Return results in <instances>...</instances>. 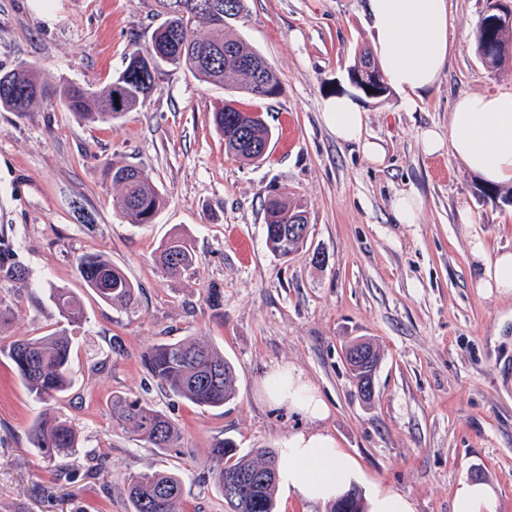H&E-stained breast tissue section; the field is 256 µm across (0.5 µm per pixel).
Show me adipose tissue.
<instances>
[{"label":"adipose tissue","instance_id":"ef3b65f1","mask_svg":"<svg viewBox=\"0 0 512 512\" xmlns=\"http://www.w3.org/2000/svg\"><path fill=\"white\" fill-rule=\"evenodd\" d=\"M373 45L390 87L413 93L434 87L452 55L446 0H367ZM323 117L337 141L359 146L371 161H381L382 146L365 136V114L348 94L328 98ZM424 153L450 152L468 170L487 182H512V91L460 96L450 114L448 134L426 128L418 135ZM263 393L273 404L310 421L291 433L280 450L279 480L290 493L311 502L336 501L355 482L358 465L330 433L313 429L328 406L302 371L288 366L270 372ZM452 512H500L497 488L484 481H459Z\"/></svg>","mask_w":512,"mask_h":512}]
</instances>
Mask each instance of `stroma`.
Instances as JSON below:
<instances>
[{
    "mask_svg": "<svg viewBox=\"0 0 512 512\" xmlns=\"http://www.w3.org/2000/svg\"><path fill=\"white\" fill-rule=\"evenodd\" d=\"M447 3L455 50L438 84L411 111L395 90L359 99L368 136L386 150L379 164L338 142L323 118L328 97L354 90L356 50L373 44L366 0H246L237 29L281 82L273 99L240 100L275 133L260 164L228 154L213 128L225 90L180 68L162 67L145 104L109 123L78 121L57 101L0 112V225L38 287L0 284L20 295L0 349L61 328L75 344L73 383L47 405L0 356V512H129L130 479L165 470L184 477L186 512H230L210 449L221 439L244 453L279 449L305 428L262 393L264 377L286 365L328 404L318 426L357 460L360 490L391 488L414 512H451L455 485L469 478L497 485L501 512H512V298L477 286L484 258L512 251V206L481 197L478 175L450 153L426 155L417 139L427 127L447 134L458 97L512 91V64L495 74L475 53L486 0ZM160 22L155 0H0V69L31 63L52 84L98 89L124 69L132 39L147 43ZM109 162L138 164L161 188L152 223L113 209ZM280 188L302 200L309 222L305 245L285 259L269 251L263 220ZM409 190L423 210L417 223H395L392 201ZM174 233L196 253L177 278L157 253ZM86 253L127 274L131 305L85 288L75 260ZM52 286L80 297L82 324L59 326ZM188 337L233 364L237 396L224 407L194 406L145 368L151 346ZM360 339L380 354L367 401L345 361ZM116 395L175 422L177 447L118 426ZM45 414L76 429L73 455L34 448L30 428ZM89 448L103 460L96 475Z\"/></svg>",
    "mask_w": 512,
    "mask_h": 512,
    "instance_id": "35a3bbf8",
    "label": "stroma"
}]
</instances>
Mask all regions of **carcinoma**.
<instances>
[{
    "mask_svg": "<svg viewBox=\"0 0 512 512\" xmlns=\"http://www.w3.org/2000/svg\"><path fill=\"white\" fill-rule=\"evenodd\" d=\"M158 14L164 21L153 29L147 49L137 48L157 58L158 64L187 69L197 80L221 87L230 98L212 115L216 132L224 139L225 150L247 164L265 159L272 130L255 111L237 106L236 96L265 100L264 89H281L275 70L240 35L231 20L246 10L244 0H209L217 12L197 8L199 0H182L181 13H171V0H157ZM208 25L212 33L202 34L198 24ZM476 54L486 69L499 71L507 66L497 47L512 44V27H495L482 15L474 30ZM55 99L82 122H107L143 105L144 86L136 80L117 76L99 91L92 92L75 84L51 85L40 78L32 65L0 70V110L32 112L42 102ZM106 174L118 194L113 207L133 224H149L160 209L163 195L142 168L109 163ZM306 213L303 204L286 193L268 195L264 204L265 239L269 250L286 258L298 252L305 241L283 246V228L290 220ZM159 259L171 278L184 274L195 261L188 241L174 235L160 246ZM84 285L102 301L124 306L135 298V285L112 261L103 255H81L75 261ZM18 288L30 287L28 269L17 258L0 231V283ZM58 317L67 324L84 319L80 299L65 288H52L49 294ZM15 309V299L0 293V327L8 324ZM6 356L14 365L26 389L37 402L48 404L67 391L72 383L70 369L72 342L62 331L46 336L20 337L13 340ZM145 362L153 376L171 393L204 408H221L235 399V372L214 345L200 338L160 343L152 346ZM112 418L135 437L155 448H173L179 439L174 423L162 412L123 396L112 397ZM32 444L61 458L78 447L79 436L64 420L44 417L30 430ZM211 454L214 475L220 490L228 485L236 495H224L231 512H277L278 454L271 448L240 452L233 441L213 444ZM130 512H184L182 476L169 471L132 479L127 488Z\"/></svg>",
    "mask_w": 512,
    "mask_h": 512,
    "instance_id": "1",
    "label": "carcinoma"
}]
</instances>
